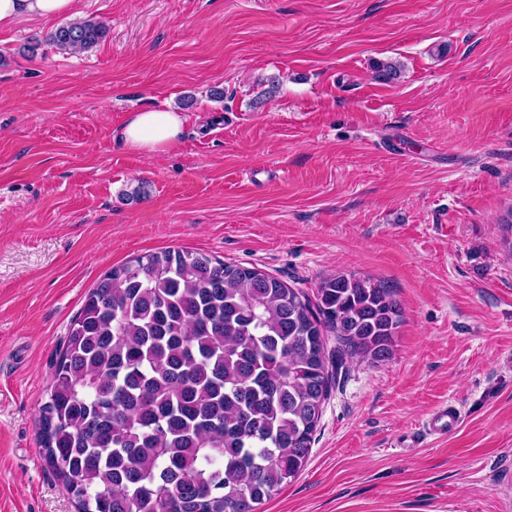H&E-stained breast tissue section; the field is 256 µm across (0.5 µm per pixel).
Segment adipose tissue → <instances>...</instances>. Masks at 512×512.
Here are the masks:
<instances>
[{"label": "adipose tissue", "instance_id": "ef3b65f1", "mask_svg": "<svg viewBox=\"0 0 512 512\" xmlns=\"http://www.w3.org/2000/svg\"><path fill=\"white\" fill-rule=\"evenodd\" d=\"M76 0H0V27L33 18L72 14ZM185 118L167 109H144L132 113L119 131L120 141L131 150L156 156L180 141Z\"/></svg>", "mask_w": 512, "mask_h": 512}]
</instances>
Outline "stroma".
<instances>
[{"label":"stroma","instance_id":"obj_1","mask_svg":"<svg viewBox=\"0 0 512 512\" xmlns=\"http://www.w3.org/2000/svg\"><path fill=\"white\" fill-rule=\"evenodd\" d=\"M75 16L108 26L79 55L47 44L58 17L0 30V512H75L41 454L55 361L105 273L169 247L309 295L336 271L374 278L402 307L393 358L347 362L303 470L257 512H512V0ZM147 107L188 117L168 154L116 137ZM446 402L460 426L425 436Z\"/></svg>","mask_w":512,"mask_h":512}]
</instances>
